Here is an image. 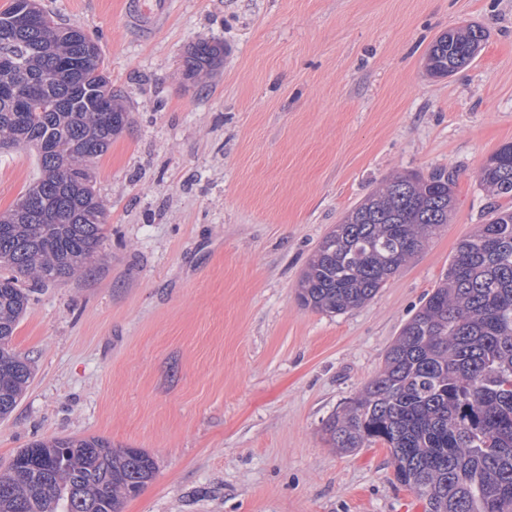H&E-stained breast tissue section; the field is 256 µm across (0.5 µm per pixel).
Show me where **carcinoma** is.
Wrapping results in <instances>:
<instances>
[{
    "label": "carcinoma",
    "mask_w": 512,
    "mask_h": 512,
    "mask_svg": "<svg viewBox=\"0 0 512 512\" xmlns=\"http://www.w3.org/2000/svg\"><path fill=\"white\" fill-rule=\"evenodd\" d=\"M36 21L0 13V148L36 149L39 175L0 212V418L17 407L32 370L9 348L32 293L75 277L100 248L106 210L91 164L128 123L99 47L31 0ZM486 30L440 35L427 72L449 77L475 58ZM224 65V44L189 46L185 76ZM493 198H512V144L478 174ZM446 172L385 180L322 239L304 268V307L343 314L371 300L448 223ZM323 433L343 453L381 444L397 481L426 512H503L512 505V206L461 240L448 271L401 328L384 368L331 415ZM141 448L101 437L34 442L0 472V512H121L153 480Z\"/></svg>",
    "instance_id": "obj_1"
}]
</instances>
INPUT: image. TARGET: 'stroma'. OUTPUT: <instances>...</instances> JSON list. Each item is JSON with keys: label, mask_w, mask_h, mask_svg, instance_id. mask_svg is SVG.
Here are the masks:
<instances>
[{"label": "stroma", "mask_w": 512, "mask_h": 512, "mask_svg": "<svg viewBox=\"0 0 512 512\" xmlns=\"http://www.w3.org/2000/svg\"><path fill=\"white\" fill-rule=\"evenodd\" d=\"M123 2L41 0L100 47L129 118L94 164L102 246L11 340L33 379L0 420V470L98 436L157 463L122 512H423L386 448L343 454L322 427L490 217L478 172L512 143V0H167L148 33ZM468 23L479 54L428 76V47ZM200 39L224 65L193 82ZM435 170L456 205L424 250L358 308L301 306L332 227L391 175ZM36 171L33 150L0 153V211ZM224 65V45L199 40L189 46L185 57V76L195 79L208 76Z\"/></svg>", "instance_id": "35a3bbf8"}]
</instances>
